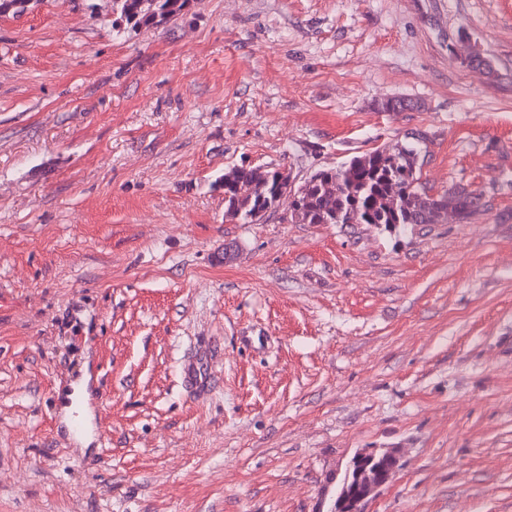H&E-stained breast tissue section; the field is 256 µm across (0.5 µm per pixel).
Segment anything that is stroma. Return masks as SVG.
<instances>
[{
	"mask_svg": "<svg viewBox=\"0 0 512 512\" xmlns=\"http://www.w3.org/2000/svg\"><path fill=\"white\" fill-rule=\"evenodd\" d=\"M113 20L0 17V512H330L362 448L397 458L363 512H512V0ZM417 134L427 191L485 212L224 218L235 166L299 183ZM82 385L105 443L65 424Z\"/></svg>",
	"mask_w": 512,
	"mask_h": 512,
	"instance_id": "1",
	"label": "stroma"
}]
</instances>
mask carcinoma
Masks as SVG:
<instances>
[{
    "label": "carcinoma",
    "mask_w": 512,
    "mask_h": 512,
    "mask_svg": "<svg viewBox=\"0 0 512 512\" xmlns=\"http://www.w3.org/2000/svg\"><path fill=\"white\" fill-rule=\"evenodd\" d=\"M42 0H0V15H19ZM192 0H112V11L131 30L154 28L187 11ZM421 139L389 151L375 148L334 167L320 169L293 186L286 168L234 167L224 173V216L253 223L276 211L279 188L293 192L289 220L298 224H438L457 212L466 223L485 206L483 194L457 189L431 195L421 182ZM396 458L362 448L336 487L334 512H360L364 478L389 476Z\"/></svg>",
    "instance_id": "obj_1"
}]
</instances>
